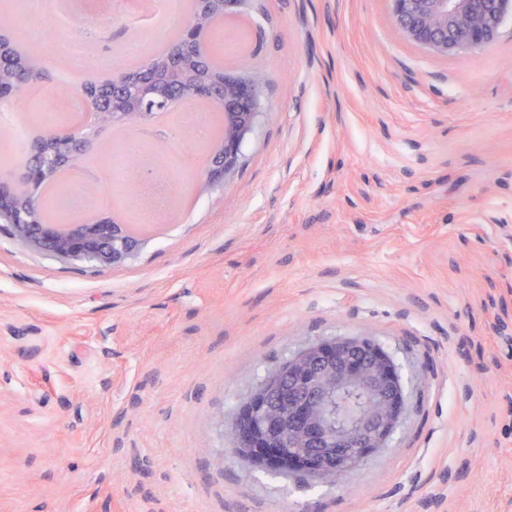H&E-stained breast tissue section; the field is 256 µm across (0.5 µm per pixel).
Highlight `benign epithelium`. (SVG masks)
Segmentation results:
<instances>
[{"instance_id":"1","label":"benign epithelium","mask_w":512,"mask_h":512,"mask_svg":"<svg viewBox=\"0 0 512 512\" xmlns=\"http://www.w3.org/2000/svg\"><path fill=\"white\" fill-rule=\"evenodd\" d=\"M392 25L408 41L428 52L448 57L494 42L512 19V0H390ZM196 14L183 23V39L204 47L212 27L198 29ZM264 81L261 74L241 64L224 80L208 86L202 96L223 112L220 137L207 145V166L197 185L225 184L241 163V145L262 114ZM153 112L130 119L112 113V125L131 131L151 123ZM107 130L106 122L73 127L62 133L36 135L20 181L26 196L50 173L78 158ZM15 182L0 190V224L24 247L47 253L63 262H95L117 266L139 250L141 239L124 218L111 215L65 218L48 223L43 208L30 215L17 207ZM348 390L366 395L369 411L352 424H333L335 398ZM402 376L389 352L369 337L320 339L302 346L283 361L240 404L232 421L230 448L259 467L305 471L312 481L345 479L372 455L388 446L407 414Z\"/></svg>"}]
</instances>
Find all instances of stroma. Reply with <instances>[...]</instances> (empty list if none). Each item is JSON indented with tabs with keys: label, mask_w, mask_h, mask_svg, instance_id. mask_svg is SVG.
I'll use <instances>...</instances> for the list:
<instances>
[{
	"label": "stroma",
	"mask_w": 512,
	"mask_h": 512,
	"mask_svg": "<svg viewBox=\"0 0 512 512\" xmlns=\"http://www.w3.org/2000/svg\"><path fill=\"white\" fill-rule=\"evenodd\" d=\"M113 0H0L19 49ZM388 0H248L264 114L229 184L121 266L0 231V512H512V20L440 57ZM395 358L408 415L335 484L229 455L236 410L319 338Z\"/></svg>",
	"instance_id": "obj_1"
}]
</instances>
